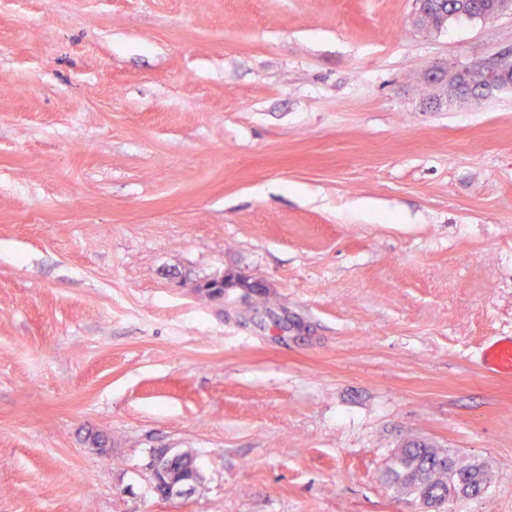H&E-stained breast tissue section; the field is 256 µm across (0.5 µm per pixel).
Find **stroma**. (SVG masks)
Returning a JSON list of instances; mask_svg holds the SVG:
<instances>
[{"mask_svg": "<svg viewBox=\"0 0 512 512\" xmlns=\"http://www.w3.org/2000/svg\"><path fill=\"white\" fill-rule=\"evenodd\" d=\"M0 0V512H423L421 440L512 512V10ZM262 283L237 310L201 284ZM155 448L201 482L160 500ZM444 2L448 4L446 10L441 9L426 15L420 14L416 26L430 33L438 32L460 17L480 19L483 13L493 10L496 5L494 0H445ZM512 58V50L504 51L496 54V56L488 59L474 62L471 66L472 68H477L484 72L478 71L476 69H462L460 71V79H449L448 85L453 93L456 96H467V90L471 88H478L481 84H484L486 81V86L481 87L476 90V94H480L481 91H485L487 89L497 90L503 87L511 86L512 82H504L502 79L504 68V63L506 60ZM481 361L485 369L512 375V336H503L485 345ZM388 481L397 492L414 496L419 501L443 506L458 490L477 496L491 484V474L479 464L464 463L450 450L436 448L426 442L412 440L391 457ZM167 458L169 460L174 458L176 472L182 477L192 479L194 484L198 482L199 472L192 454L188 452L171 453L170 450V455L168 454ZM193 483L185 479L170 480L163 499L173 500L188 497L193 491Z\"/></svg>", "mask_w": 512, "mask_h": 512, "instance_id": "stroma-1", "label": "stroma"}]
</instances>
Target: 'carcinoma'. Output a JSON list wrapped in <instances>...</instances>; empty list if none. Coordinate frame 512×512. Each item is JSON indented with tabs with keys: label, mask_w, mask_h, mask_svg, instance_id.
<instances>
[{
	"label": "carcinoma",
	"mask_w": 512,
	"mask_h": 512,
	"mask_svg": "<svg viewBox=\"0 0 512 512\" xmlns=\"http://www.w3.org/2000/svg\"><path fill=\"white\" fill-rule=\"evenodd\" d=\"M444 11L419 16L417 26L428 32L440 31L461 17L476 19L494 9L495 0H445ZM485 82L484 74L476 69L460 72V78L448 82L451 93L466 95L467 90ZM174 460L176 472L196 483L199 472L192 454L177 452L168 455ZM388 481L399 492L411 495L424 503L446 505L448 497L462 490L478 494L491 484V474L479 464L464 463L450 450L437 448L426 442L412 440L391 457L387 469Z\"/></svg>",
	"instance_id": "carcinoma-1"
}]
</instances>
